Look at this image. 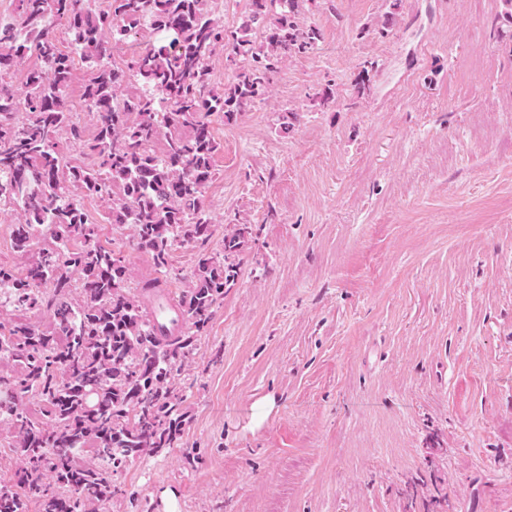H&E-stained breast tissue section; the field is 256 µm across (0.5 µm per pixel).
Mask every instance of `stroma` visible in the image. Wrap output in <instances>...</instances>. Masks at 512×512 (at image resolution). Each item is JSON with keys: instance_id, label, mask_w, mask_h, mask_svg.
I'll return each instance as SVG.
<instances>
[{"instance_id": "35a3bbf8", "label": "stroma", "mask_w": 512, "mask_h": 512, "mask_svg": "<svg viewBox=\"0 0 512 512\" xmlns=\"http://www.w3.org/2000/svg\"><path fill=\"white\" fill-rule=\"evenodd\" d=\"M391 2L315 0L319 45L213 121L214 234L173 247L172 292L250 236L173 375L180 446L99 512H512V22ZM98 239L152 277L128 231Z\"/></svg>"}]
</instances>
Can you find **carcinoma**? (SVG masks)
I'll list each match as a JSON object with an SVG mask.
<instances>
[{"label": "carcinoma", "instance_id": "1", "mask_svg": "<svg viewBox=\"0 0 512 512\" xmlns=\"http://www.w3.org/2000/svg\"><path fill=\"white\" fill-rule=\"evenodd\" d=\"M213 0H17L0 26V202L17 211L12 240L33 254L26 272L0 265V423L19 453L20 478L0 484V512H97L112 498L104 468L179 446L184 414L171 381L193 353L249 234L224 235L222 251L199 257L174 300L187 332L163 338L141 297L172 279L170 252L212 236L205 193L220 149L210 117L230 122L265 96L284 60L314 49L320 28L299 20L303 0H248L233 29ZM67 30L69 47L55 36ZM262 33L257 44L252 33ZM146 48L119 66L112 46ZM224 48L232 81L217 92L207 58ZM84 68L80 103L91 112L85 138L69 89ZM20 84L13 83L15 74ZM80 153L64 162L61 143ZM162 145L157 154L149 148ZM108 202L102 219L130 228L155 277L130 285L98 225L81 204ZM51 312L49 323L26 314ZM33 394L39 411L18 406ZM53 474L57 489L40 479Z\"/></svg>", "mask_w": 512, "mask_h": 512}]
</instances>
